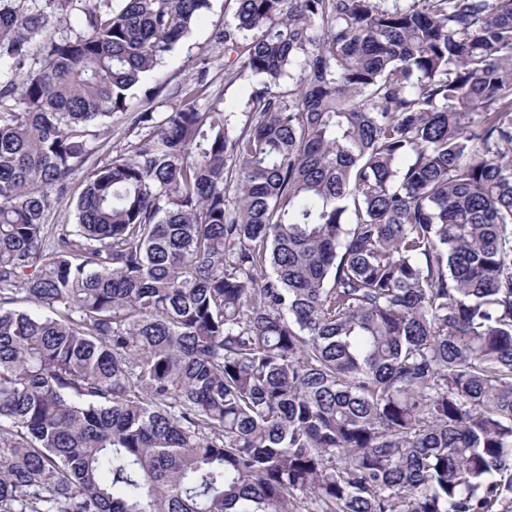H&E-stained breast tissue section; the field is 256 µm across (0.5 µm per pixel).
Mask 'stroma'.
I'll return each instance as SVG.
<instances>
[{"instance_id":"obj_1","label":"stroma","mask_w":512,"mask_h":512,"mask_svg":"<svg viewBox=\"0 0 512 512\" xmlns=\"http://www.w3.org/2000/svg\"><path fill=\"white\" fill-rule=\"evenodd\" d=\"M236 8L235 0H209L208 8L193 23L189 33L137 88L129 101L128 112L115 114L96 126L99 163H107L113 155L130 151L137 141L139 132L130 127L129 112L148 107L158 113L172 111L180 102L178 89L193 84L200 70H207L210 88L206 98L198 101V109H205L209 100L217 99L225 111L243 112L252 80L244 76L233 84H225V67H239L241 61L236 53L225 52L223 46L213 40L214 31L233 20Z\"/></svg>"}]
</instances>
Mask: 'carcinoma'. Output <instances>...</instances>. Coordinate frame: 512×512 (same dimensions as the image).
<instances>
[{
	"mask_svg": "<svg viewBox=\"0 0 512 512\" xmlns=\"http://www.w3.org/2000/svg\"><path fill=\"white\" fill-rule=\"evenodd\" d=\"M207 8L0 0V512H512V0H237L92 162ZM237 4L235 0H209L208 8L193 23L189 33L169 52L161 66L148 75L137 88L126 112L112 115L103 124L92 130L97 134L96 142L101 145L97 161L103 165L116 153L128 152L139 138L149 129H130L128 117L152 106L156 115L171 112L180 103L176 91L181 86L193 84L198 72L205 67L210 82L206 99L197 102V108L204 110L208 102L221 96V106L226 112H244L245 102L252 87V80L243 76L231 85L224 83V67L234 69L241 65L236 53H224V46L216 44L213 33L224 24L232 22Z\"/></svg>",
	"mask_w": 512,
	"mask_h": 512,
	"instance_id": "cac0c4a2",
	"label": "carcinoma"
}]
</instances>
